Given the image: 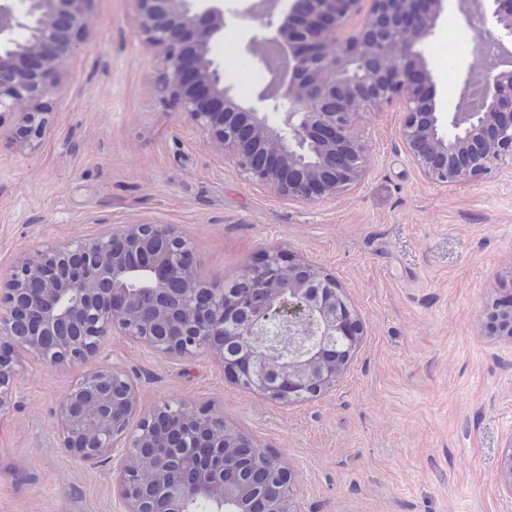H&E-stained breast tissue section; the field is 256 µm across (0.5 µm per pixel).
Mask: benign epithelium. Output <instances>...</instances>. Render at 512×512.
Wrapping results in <instances>:
<instances>
[{
	"mask_svg": "<svg viewBox=\"0 0 512 512\" xmlns=\"http://www.w3.org/2000/svg\"><path fill=\"white\" fill-rule=\"evenodd\" d=\"M92 0H0V115H18L22 147L41 143L62 91L60 61L88 37ZM362 0H272L247 43L277 51L274 90L256 104L239 102L224 81L212 46L227 25L224 0H137L138 30L161 57L164 97L224 151L252 186L303 204L323 201L363 176L365 146L355 134L364 114L397 103L401 137L421 174L448 187L512 161V62L483 70L480 102L461 97L448 121L437 111L425 45L447 0H371L358 26L349 25ZM495 41L512 42V0H486ZM26 32L17 47L16 30ZM278 112L277 123L267 113ZM192 242L171 224L107 227L94 237L49 243L18 258L0 278V416L12 405L21 355L50 365L87 363L111 335L126 336L163 357L208 354L224 361V332L244 346L226 370L232 382L260 361L272 382L264 395L288 403L316 396L336 382V370L316 375L301 365L335 336L362 335L352 309L336 304V277L279 250L267 252L241 280L269 289L259 302L235 285L198 296ZM189 284L173 294L168 285ZM151 307L171 329L159 341L137 315ZM175 417L180 443L154 452L166 419ZM59 447L93 464L118 467L123 512H254L252 496L224 485V461L203 459L185 434L224 437V416L169 404L138 415L137 387L114 363H98L72 385L57 410ZM238 446L280 476L266 497L290 512L292 472L250 437Z\"/></svg>",
	"mask_w": 512,
	"mask_h": 512,
	"instance_id": "7a95c632",
	"label": "benign epithelium"
}]
</instances>
